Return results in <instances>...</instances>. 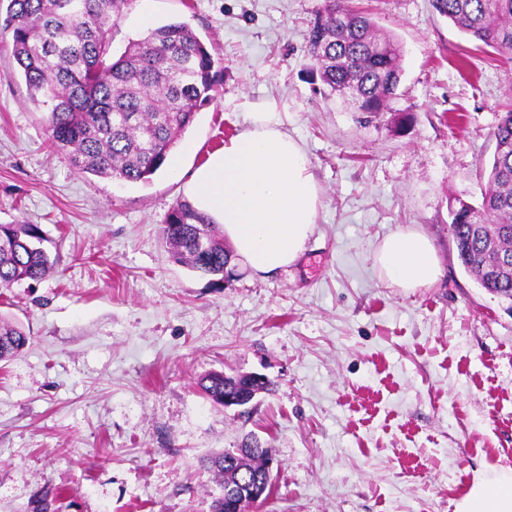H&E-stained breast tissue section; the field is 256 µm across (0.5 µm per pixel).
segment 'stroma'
I'll list each match as a JSON object with an SVG mask.
<instances>
[{"label":"stroma","instance_id":"35a3bbf8","mask_svg":"<svg viewBox=\"0 0 512 512\" xmlns=\"http://www.w3.org/2000/svg\"><path fill=\"white\" fill-rule=\"evenodd\" d=\"M323 0H152L207 46L220 81L173 147L185 167L257 113L300 142L320 187L299 258L230 285L171 261L182 182L75 172L0 42V224H36L60 262L0 288L29 337L0 364V512H209L204 457L254 435L275 449L256 512H454L487 465H512V302L461 265L449 207L480 205L512 61L431 0H351L403 49L394 109L326 99L304 35ZM467 55L468 71L457 68ZM407 111L403 127L395 110ZM429 235L442 276L407 293L373 266L382 239ZM212 371L265 376L247 413L209 401Z\"/></svg>","mask_w":512,"mask_h":512}]
</instances>
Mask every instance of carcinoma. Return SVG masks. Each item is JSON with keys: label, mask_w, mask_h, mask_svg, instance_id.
<instances>
[{"label": "carcinoma", "mask_w": 512, "mask_h": 512, "mask_svg": "<svg viewBox=\"0 0 512 512\" xmlns=\"http://www.w3.org/2000/svg\"><path fill=\"white\" fill-rule=\"evenodd\" d=\"M131 0H8L0 17V39L11 37L12 56L30 100L44 116L53 150L81 172L129 183L147 182L165 163L181 133L211 99L214 60L189 25L170 21L132 41L115 58L111 32ZM460 32L512 60V0H431ZM316 74L331 95L351 97L355 111L376 117L390 112L398 96L402 51L391 35L347 0H323L305 35ZM496 150L486 171L481 205L463 201L451 208L458 258L486 291L512 295V110L493 132ZM163 235L173 258L192 270L224 281V232L186 200L164 220ZM36 224H0V288L38 282L57 263ZM28 343L18 327L0 325V362L18 357ZM244 376L211 372L200 388L213 403L240 391ZM242 460L245 473L262 466L260 443ZM229 450L204 460L220 477Z\"/></svg>", "instance_id": "cac0c4a2"}]
</instances>
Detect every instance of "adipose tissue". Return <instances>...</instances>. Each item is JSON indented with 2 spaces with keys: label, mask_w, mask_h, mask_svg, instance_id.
Wrapping results in <instances>:
<instances>
[{
  "label": "adipose tissue",
  "mask_w": 512,
  "mask_h": 512,
  "mask_svg": "<svg viewBox=\"0 0 512 512\" xmlns=\"http://www.w3.org/2000/svg\"><path fill=\"white\" fill-rule=\"evenodd\" d=\"M194 208L221 225L237 259L263 274L294 263L316 222L319 187L297 140L263 117L192 171L168 162ZM373 265L391 285L412 292L438 281L431 238L415 228L387 235ZM454 512H512V466L490 465L455 502Z\"/></svg>",
  "instance_id": "ef3b65f1"
}]
</instances>
